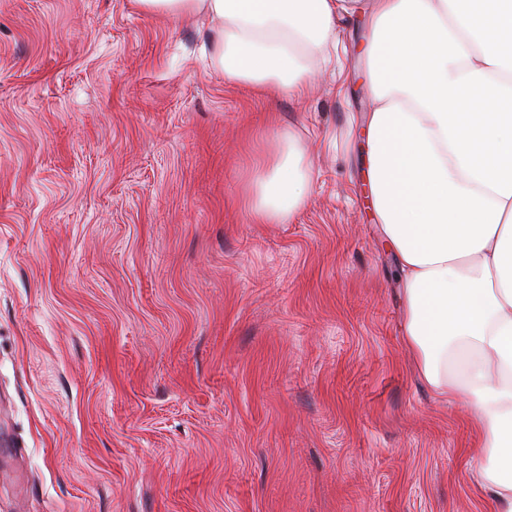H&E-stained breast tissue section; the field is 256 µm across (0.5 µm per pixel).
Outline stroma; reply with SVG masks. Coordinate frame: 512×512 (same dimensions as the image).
<instances>
[{
    "instance_id": "stroma-1",
    "label": "stroma",
    "mask_w": 512,
    "mask_h": 512,
    "mask_svg": "<svg viewBox=\"0 0 512 512\" xmlns=\"http://www.w3.org/2000/svg\"><path fill=\"white\" fill-rule=\"evenodd\" d=\"M370 31L304 101L225 82L201 19L0 0V512H494L420 379L365 174ZM291 222L244 206L272 117ZM312 166L303 138L290 125L272 124L263 158L249 179L244 199L256 224H285L306 200Z\"/></svg>"
}]
</instances>
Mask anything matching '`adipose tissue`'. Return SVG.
Wrapping results in <instances>:
<instances>
[{"mask_svg": "<svg viewBox=\"0 0 512 512\" xmlns=\"http://www.w3.org/2000/svg\"><path fill=\"white\" fill-rule=\"evenodd\" d=\"M202 14L226 82L300 100L364 10L373 105L363 117L371 204L396 258L404 333L423 381L468 409L485 448L476 491L512 512V0H137ZM312 166L273 124L244 199L285 224Z\"/></svg>", "mask_w": 512, "mask_h": 512, "instance_id": "1", "label": "adipose tissue"}]
</instances>
